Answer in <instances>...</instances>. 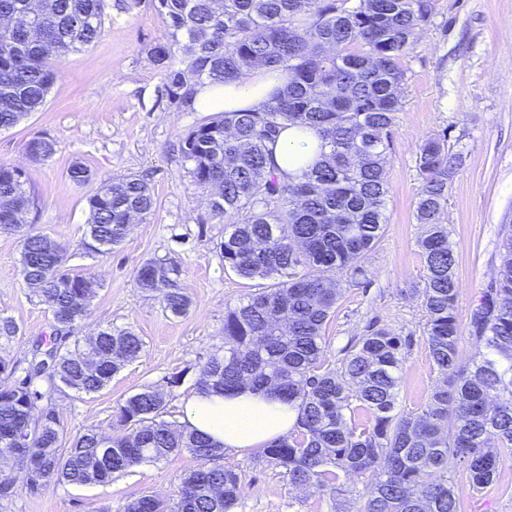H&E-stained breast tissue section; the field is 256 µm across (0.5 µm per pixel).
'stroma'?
I'll use <instances>...</instances> for the list:
<instances>
[{"label": "stroma", "instance_id": "35a3bbf8", "mask_svg": "<svg viewBox=\"0 0 512 512\" xmlns=\"http://www.w3.org/2000/svg\"><path fill=\"white\" fill-rule=\"evenodd\" d=\"M103 36L59 62L60 76L43 109L16 127L0 130V163L22 168L36 207L34 230L67 248V269L99 283L88 330L134 326L143 342L137 359L125 363L102 392L66 393L57 409L68 436L107 427L117 406L146 387L170 390L169 420L195 392L211 352L224 336V308L248 293L245 280L224 269L216 248L228 226L213 218L185 168L178 142L201 118L168 104L163 76L147 50L162 40L165 25L147 5L111 0ZM406 83L388 160L390 194L386 230L363 260L366 277L345 286L326 332V357L338 362L354 339L379 326L407 338L398 410L417 412L438 383L428 357L425 311L417 290L423 259L414 219L420 191L416 153L422 139L444 135L463 164L448 186L445 218L457 258L462 332L502 262V241L512 229V0H437L430 26L405 62ZM46 135L57 151L43 163L27 160L25 143ZM80 162L105 179L147 178L157 200L152 217L133 225L112 253L90 255L81 245L84 199L93 185L74 186L67 172ZM174 257L181 283L193 300L183 317L165 315L156 297L136 286L138 266L153 257ZM20 242L0 233V316L12 317L22 335L10 354L24 359L35 338H50L52 318L19 274ZM181 375L172 388L168 378ZM224 466L240 472L246 494L237 512H359L361 483L329 499L292 487L258 453L225 454ZM200 462L189 452L134 468L106 485L52 486L39 496L26 492L0 505V512H124L150 493L174 498L182 474ZM496 482L472 491L464 469L453 481L462 512H512V455L504 457Z\"/></svg>", "mask_w": 512, "mask_h": 512}]
</instances>
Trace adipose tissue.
<instances>
[{
	"instance_id": "obj_1",
	"label": "adipose tissue",
	"mask_w": 512,
	"mask_h": 512,
	"mask_svg": "<svg viewBox=\"0 0 512 512\" xmlns=\"http://www.w3.org/2000/svg\"><path fill=\"white\" fill-rule=\"evenodd\" d=\"M279 83L276 72H258L245 80L200 87L195 108L200 112L257 109L266 104ZM321 142L310 131L283 130L274 151L278 174L296 176L312 165ZM295 404L268 392L242 389L224 395L193 394L183 404L181 422L189 430L211 437L225 450L247 453L287 436L295 426Z\"/></svg>"
}]
</instances>
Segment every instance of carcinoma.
I'll use <instances>...</instances> for the list:
<instances>
[{
    "label": "carcinoma",
    "mask_w": 512,
    "mask_h": 512,
    "mask_svg": "<svg viewBox=\"0 0 512 512\" xmlns=\"http://www.w3.org/2000/svg\"><path fill=\"white\" fill-rule=\"evenodd\" d=\"M108 0H0V130L40 111L61 57L103 35ZM166 26L147 54L164 76L170 105L195 111L198 88L247 79L258 68L281 72L260 110L214 112L182 135L180 154L210 214L229 224L224 266L257 282L224 310V343L196 382L202 393L249 385L297 404L296 430L261 458L288 482L320 496L363 485L360 512H461L451 473L466 467L479 491L498 479L512 454V232L505 255L471 313L474 351L462 342L456 257L445 224L448 183L462 163L447 137L431 136L416 164L421 189L415 219L424 262L425 337L439 384L419 412L396 411L406 341L383 327L358 337L337 366L325 360V331L342 297L338 276L365 277L361 265L383 235L390 193L388 157L401 110L404 62L431 23L436 0H131ZM314 132L328 152L296 177L274 173L273 147L285 128ZM33 162L56 153L40 136L25 144ZM69 181L96 180L73 164ZM84 245L108 254L129 225L153 215L151 188L136 175L102 180L86 196ZM34 196L23 171L0 164V230L21 234L19 272L51 313L53 340H36L25 364L0 347V455L19 449V471H0V504L24 490L106 485L146 463L186 450L202 465L183 475L175 499L141 495L126 512H234L242 475L222 464L224 448L164 418L170 395L146 387L118 405L108 432L89 427L63 444L56 399L65 391L106 389L143 343L131 327L86 336L96 291L92 277L65 269L66 248L25 230ZM178 260L150 258L139 289L158 295L166 314L183 317L193 301ZM20 335L0 316V341ZM73 343H68V340ZM369 417V423L356 420Z\"/></svg>",
    "instance_id": "1"
}]
</instances>
